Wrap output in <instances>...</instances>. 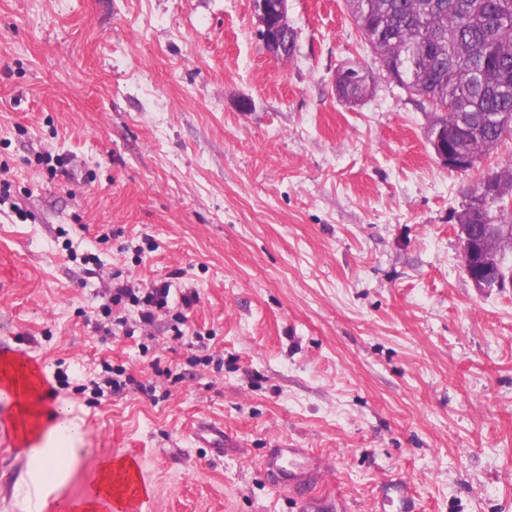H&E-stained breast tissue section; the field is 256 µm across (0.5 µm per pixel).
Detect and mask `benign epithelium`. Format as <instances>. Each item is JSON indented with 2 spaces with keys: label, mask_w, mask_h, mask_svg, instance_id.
<instances>
[{
  "label": "benign epithelium",
  "mask_w": 512,
  "mask_h": 512,
  "mask_svg": "<svg viewBox=\"0 0 512 512\" xmlns=\"http://www.w3.org/2000/svg\"><path fill=\"white\" fill-rule=\"evenodd\" d=\"M254 7L266 53L274 58L282 55L280 32L289 28L288 0H254ZM428 136L431 137L434 155L444 166L461 171L473 163V158L459 157L448 148V130L433 125L428 131ZM473 210L486 213L493 210H512V195L502 188L496 173L488 172L482 176L479 185L468 197L464 209L459 214L458 229L462 242L463 269L474 288L479 291L501 288L505 283H511L512 278L501 272L493 245L499 235L512 232V225L469 224L468 213Z\"/></svg>",
  "instance_id": "1"
}]
</instances>
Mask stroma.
Returning <instances> with one entry per match:
<instances>
[{
	"instance_id": "obj_1",
	"label": "stroma",
	"mask_w": 512,
	"mask_h": 512,
	"mask_svg": "<svg viewBox=\"0 0 512 512\" xmlns=\"http://www.w3.org/2000/svg\"><path fill=\"white\" fill-rule=\"evenodd\" d=\"M288 22L277 59L254 0H0V348L85 431L51 500L112 458L140 512H512V286L478 292L457 235L512 139L448 169L345 0H288ZM349 61L374 75L355 105ZM119 280L195 291L183 337L163 316L102 339ZM106 363L134 383L101 398ZM12 412L0 512H35ZM273 448L310 449L317 480L276 486Z\"/></svg>"
}]
</instances>
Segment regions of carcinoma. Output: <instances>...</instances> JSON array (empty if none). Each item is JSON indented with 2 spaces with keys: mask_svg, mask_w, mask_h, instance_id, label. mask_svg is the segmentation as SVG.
<instances>
[{
  "mask_svg": "<svg viewBox=\"0 0 512 512\" xmlns=\"http://www.w3.org/2000/svg\"><path fill=\"white\" fill-rule=\"evenodd\" d=\"M353 21L379 52L389 72L409 53L427 59L405 89L427 100L448 126L455 147L481 155L512 127V0H346ZM359 77L345 97L357 100L369 89Z\"/></svg>",
  "mask_w": 512,
  "mask_h": 512,
  "instance_id": "cac0c4a2",
  "label": "carcinoma"
}]
</instances>
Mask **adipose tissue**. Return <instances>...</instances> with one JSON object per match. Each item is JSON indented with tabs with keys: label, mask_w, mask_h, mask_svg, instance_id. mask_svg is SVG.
<instances>
[{
	"label": "adipose tissue",
	"mask_w": 512,
	"mask_h": 512,
	"mask_svg": "<svg viewBox=\"0 0 512 512\" xmlns=\"http://www.w3.org/2000/svg\"><path fill=\"white\" fill-rule=\"evenodd\" d=\"M35 376L34 370L25 369L14 359L0 358V387L8 390L14 409L10 424L33 466V480L39 491L35 509L47 512L49 495L79 453L84 430L69 408L54 400ZM129 469L125 461L99 462L94 494L69 505L68 512H97L100 502L117 497L121 475Z\"/></svg>",
	"instance_id": "adipose-tissue-1"
}]
</instances>
